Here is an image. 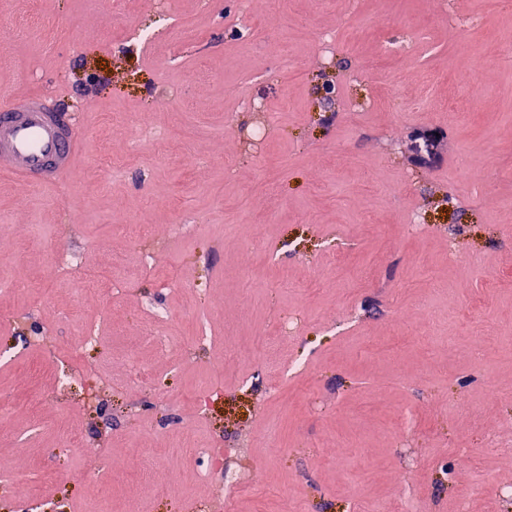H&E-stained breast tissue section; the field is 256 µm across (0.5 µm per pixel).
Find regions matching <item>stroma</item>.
<instances>
[{
	"label": "stroma",
	"instance_id": "35a3bbf8",
	"mask_svg": "<svg viewBox=\"0 0 512 512\" xmlns=\"http://www.w3.org/2000/svg\"><path fill=\"white\" fill-rule=\"evenodd\" d=\"M322 32L336 35L332 56L316 46ZM507 37L512 8L501 0H256L249 9L244 0H113L108 10L97 0H0V90L9 100L51 96L78 120L59 184L0 171V278L32 284L0 293L10 316L0 351L15 355L0 365V394L21 405L35 392L51 398L48 427L29 439L17 437L25 413L0 420L11 472L41 471L69 429L130 467L78 482L66 473L83 466L85 449L58 457L32 489L58 512H187L194 501L218 512H379L402 499L411 512H512L495 494L512 488ZM388 42L407 48L372 83L352 79ZM274 43L298 73L282 72ZM475 53L487 60L480 102L441 120L417 107L424 90L406 82L410 71L438 75L434 97L457 103L450 76ZM228 84L239 97L225 95ZM243 95L258 108L240 105ZM142 117L167 135V158L147 135L131 152ZM416 130L446 139L447 152L409 163ZM188 146L205 160L192 171L177 161ZM104 153L126 157L124 170L98 168ZM491 153L501 162L491 188L470 186L461 167ZM131 222L150 225V237L117 232ZM254 224L264 240L249 250ZM59 252L101 274L120 264L125 281L106 335L81 352L111 378L91 397L57 388L56 355L81 334L59 317L76 298L56 285ZM165 276L179 287H163ZM151 301L181 315L172 333L186 345L208 315L211 345L187 360L144 344ZM288 316L297 331L279 334ZM44 330L52 352L28 349ZM127 350L151 387L123 388ZM187 432L223 443L225 468L244 477L234 493L220 474L199 481L188 455L173 475L143 483L144 450L156 449L164 468Z\"/></svg>",
	"mask_w": 512,
	"mask_h": 512
}]
</instances>
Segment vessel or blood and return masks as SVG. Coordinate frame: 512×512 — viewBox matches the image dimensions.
Instances as JSON below:
<instances>
[{"mask_svg": "<svg viewBox=\"0 0 512 512\" xmlns=\"http://www.w3.org/2000/svg\"><path fill=\"white\" fill-rule=\"evenodd\" d=\"M76 122L41 98L0 105V170L36 187L59 183L72 164Z\"/></svg>", "mask_w": 512, "mask_h": 512, "instance_id": "b4317fda", "label": "vessel or blood"}]
</instances>
